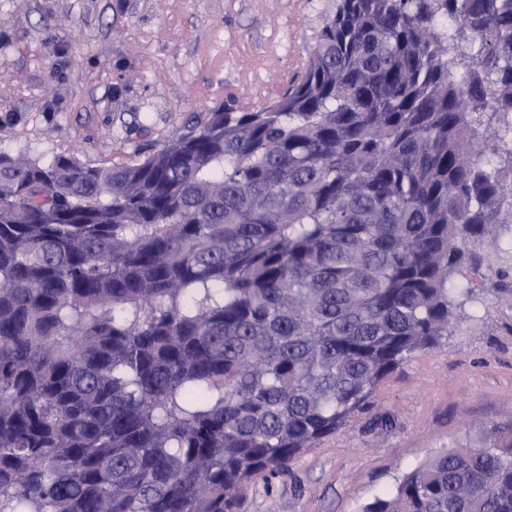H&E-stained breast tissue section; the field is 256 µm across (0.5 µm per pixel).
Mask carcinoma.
Listing matches in <instances>:
<instances>
[{
  "mask_svg": "<svg viewBox=\"0 0 512 512\" xmlns=\"http://www.w3.org/2000/svg\"><path fill=\"white\" fill-rule=\"evenodd\" d=\"M512 0H341L143 158L0 151V512H236L448 335L512 223ZM364 512H512V424Z\"/></svg>",
  "mask_w": 512,
  "mask_h": 512,
  "instance_id": "cac0c4a2",
  "label": "carcinoma"
}]
</instances>
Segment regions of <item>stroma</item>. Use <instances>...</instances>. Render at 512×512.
<instances>
[{
    "label": "stroma",
    "instance_id": "35a3bbf8",
    "mask_svg": "<svg viewBox=\"0 0 512 512\" xmlns=\"http://www.w3.org/2000/svg\"><path fill=\"white\" fill-rule=\"evenodd\" d=\"M339 0H0V150L139 159L192 117L275 100ZM447 336L238 512H362L434 454L512 422V224L470 242Z\"/></svg>",
    "mask_w": 512,
    "mask_h": 512
}]
</instances>
